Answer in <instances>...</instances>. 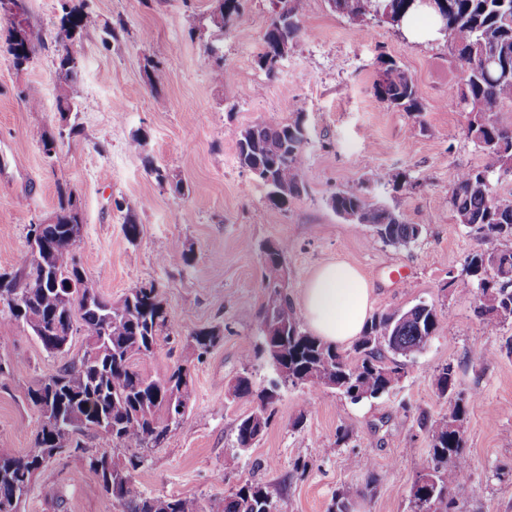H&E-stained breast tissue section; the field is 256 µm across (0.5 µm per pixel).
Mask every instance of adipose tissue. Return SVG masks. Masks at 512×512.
Segmentation results:
<instances>
[{"mask_svg": "<svg viewBox=\"0 0 512 512\" xmlns=\"http://www.w3.org/2000/svg\"><path fill=\"white\" fill-rule=\"evenodd\" d=\"M371 296L369 283L354 266L330 262L307 282L299 307L314 336L344 346L362 335L372 308Z\"/></svg>", "mask_w": 512, "mask_h": 512, "instance_id": "adipose-tissue-1", "label": "adipose tissue"}]
</instances>
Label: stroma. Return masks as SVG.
<instances>
[{"mask_svg":"<svg viewBox=\"0 0 512 512\" xmlns=\"http://www.w3.org/2000/svg\"><path fill=\"white\" fill-rule=\"evenodd\" d=\"M83 6L96 27L77 36L82 60L74 111L57 109L56 33L63 2ZM39 43L15 67L8 26L0 20V271L17 269L28 251L30 225L59 207L58 188L79 199L84 224L76 253L88 284L117 300L135 284H155L170 327L139 368L154 377L187 365L191 402L180 426L158 447L141 449L133 485L145 496L209 499L244 480L267 485L275 512H328L336 493L352 512H412L413 487L430 450L426 426L450 411L436 386L452 365L456 387L470 402L462 459L470 487L458 512H512V320L486 327L473 293L452 285L466 257L482 243L457 224L447 202L448 180L483 163L464 132L458 104L461 64L444 42L418 39L388 24L350 26L327 0H308L304 30L267 76L257 63L272 0H246L233 30L214 26L216 0H27ZM216 53H208V46ZM413 77L421 114L387 108L373 93L380 57ZM234 72L214 80L218 68ZM160 82H152L153 72ZM306 127L303 194L287 209L273 207L267 189L240 166L235 131L256 122ZM77 126L46 157L41 132ZM141 150L130 148L133 138ZM166 170L158 182L151 166ZM405 173L409 193L392 189L387 172ZM352 190L401 212L422 234L407 248L370 245V230L336 216L330 198ZM140 227L136 241L124 233ZM285 245V292L297 301L315 269L330 261L356 266L373 289V314L434 305L445 326L408 361L393 390L352 402L331 389L285 385L269 425L249 449L235 447L238 420L255 398L229 401L225 390L248 375L254 388L276 373L260 350L259 318L268 301L261 248ZM185 251L190 264H162ZM216 327L222 339L196 356L192 332ZM251 359H244L245 347ZM0 358L19 359L21 373L0 379V448L22 452L42 424L27 388L55 373L26 331L0 343ZM345 443H338L341 432ZM84 453L50 463L35 480L24 512H118L86 465L103 448L94 431L81 436ZM359 466H351V458ZM57 485L62 505L39 493Z\"/></svg>","mask_w":512,"mask_h":512,"instance_id":"stroma-1","label":"stroma"}]
</instances>
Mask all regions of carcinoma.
Instances as JSON below:
<instances>
[{
  "instance_id": "carcinoma-1",
  "label": "carcinoma",
  "mask_w": 512,
  "mask_h": 512,
  "mask_svg": "<svg viewBox=\"0 0 512 512\" xmlns=\"http://www.w3.org/2000/svg\"><path fill=\"white\" fill-rule=\"evenodd\" d=\"M412 0H328L332 9L359 29L372 20L397 30L418 9ZM448 6V34L441 35L454 58L464 65L465 79L460 102L468 114L466 136L483 154V164L452 174L448 202L459 223L480 239L503 243L500 249L476 250L469 254L459 275L452 278L478 300L476 313L486 327L512 319V196L492 194L489 182L494 176L512 175L504 168L512 158V128L487 120L499 105L512 103V0H444ZM308 0H276V11L264 36V52L258 58L267 73L269 54L278 52L282 39L293 41L302 33ZM65 16L59 29L60 49L56 60L58 110L72 112L77 96L78 70L68 65V41L74 31L97 25V19L83 8L63 6ZM241 12V0H223L213 17L220 28L234 26ZM35 50L33 32L19 35L9 25V48L15 66L26 64ZM376 98L404 112H422L419 89L412 76L390 58L379 61L373 85ZM300 118L290 123L266 120L236 132L238 157L249 171L268 172L259 178L268 189V201L278 209L288 208L295 198L297 184L303 182L305 138ZM59 209L53 222L41 225L45 248L28 253L19 268L0 273V306L8 317L0 321L4 332L21 326L52 354L69 351L75 318H80L94 343V354L82 353L66 362L56 373L28 387L26 399L42 413L43 421L61 422L69 438L40 427L29 448L16 453L0 448V501L28 498L34 474L49 463L80 449L75 436L101 420L112 422V434H103L108 443L124 448H151L160 445L182 422L177 407L184 397L182 370L153 378L135 369L134 360L153 354L168 314L155 285L135 284L124 298L109 300L91 288L85 271L75 261L83 235L79 205L73 193L61 186ZM338 216L351 209L354 224L372 229L369 243L407 246L415 242L420 225L408 223L389 207L369 203L354 192L341 191L331 198ZM278 245L264 260V287L278 286L284 274ZM281 326L285 343L271 355L273 365L288 373V382L310 388H324V379L333 389L355 403L375 399L392 388L385 354L396 356L392 363L402 369L404 361L421 352L433 335L442 330L443 316L434 306L419 303L407 310L375 317L354 347L356 360L302 330L291 303L283 298L260 319L259 330L265 351H270L266 330ZM220 340V331L202 329L190 335L194 351L202 355ZM437 389L444 397L456 392L450 365L438 370ZM236 400L254 397L258 406L238 422L235 444L251 447L260 433L251 427L253 415L270 417L274 404L268 389H253L247 376L237 377L225 391ZM466 404L459 398L450 415L434 420L428 469L432 483L413 493L415 512H431L437 504L445 509L458 507L469 494L459 479V464L465 442ZM90 470L97 474L104 494L117 502L121 512H274L268 488L246 480L230 494L203 502L194 497H147L134 490L133 473L143 458L132 455L123 463L113 461L112 453L98 450L87 457Z\"/></svg>"
}]
</instances>
